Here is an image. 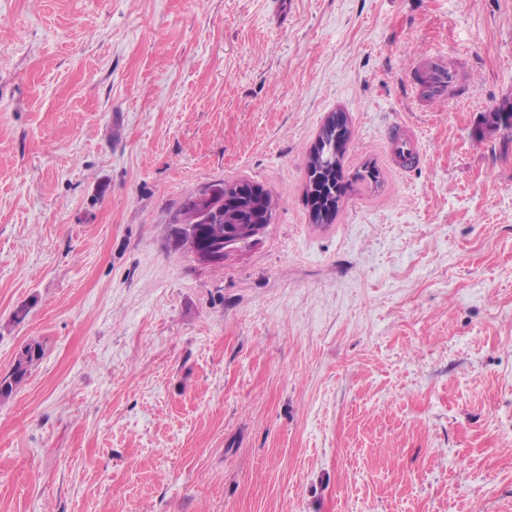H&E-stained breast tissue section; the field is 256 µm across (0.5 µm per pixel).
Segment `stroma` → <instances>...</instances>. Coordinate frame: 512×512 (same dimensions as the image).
Wrapping results in <instances>:
<instances>
[{
	"label": "stroma",
	"mask_w": 512,
	"mask_h": 512,
	"mask_svg": "<svg viewBox=\"0 0 512 512\" xmlns=\"http://www.w3.org/2000/svg\"><path fill=\"white\" fill-rule=\"evenodd\" d=\"M511 103L512 0H0V512H512ZM333 112L380 175L319 227ZM241 178L272 222L198 265L170 216ZM461 74L447 54H433L417 62L411 71L414 102L428 112L437 103L460 96ZM392 146V156L400 170H406L405 163L408 160L421 159V149L418 140L413 133H406L402 125L399 126L398 133L390 139ZM43 356L42 345L31 341L23 345L18 351L10 371L0 376V399L11 397L14 392L26 381L31 370L38 365Z\"/></svg>",
	"instance_id": "stroma-1"
}]
</instances>
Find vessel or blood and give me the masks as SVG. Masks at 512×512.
<instances>
[{"label": "vessel or blood", "instance_id": "obj_1", "mask_svg": "<svg viewBox=\"0 0 512 512\" xmlns=\"http://www.w3.org/2000/svg\"><path fill=\"white\" fill-rule=\"evenodd\" d=\"M460 85L461 74L456 63L441 53L421 59L411 71L413 100L426 111L441 101L458 96ZM391 146L397 165L402 166L408 160L421 157L417 138L406 131H398L391 140Z\"/></svg>", "mask_w": 512, "mask_h": 512}]
</instances>
